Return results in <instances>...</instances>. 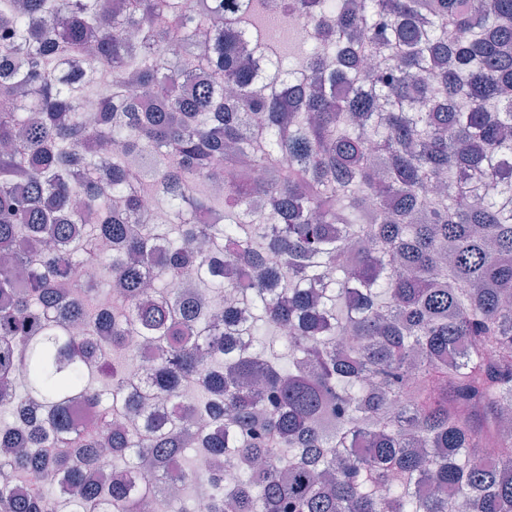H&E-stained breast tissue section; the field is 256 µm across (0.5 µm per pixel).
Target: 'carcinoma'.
<instances>
[{"instance_id": "carcinoma-1", "label": "carcinoma", "mask_w": 512, "mask_h": 512, "mask_svg": "<svg viewBox=\"0 0 512 512\" xmlns=\"http://www.w3.org/2000/svg\"><path fill=\"white\" fill-rule=\"evenodd\" d=\"M288 13L0 6V512H512V0ZM281 24L284 28H282L280 32H277L278 41H275V43L282 52L288 53L289 44H294L291 43L294 42L291 34L298 42H307L313 38V27L305 19L299 18L298 16H288L282 20Z\"/></svg>"}]
</instances>
